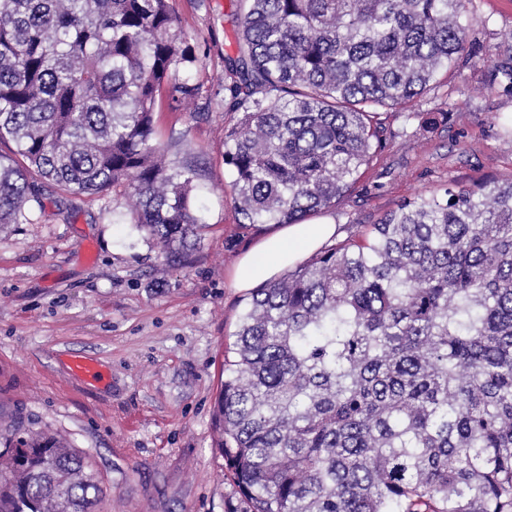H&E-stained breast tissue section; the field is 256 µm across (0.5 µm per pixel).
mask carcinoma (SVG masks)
Returning <instances> with one entry per match:
<instances>
[{"instance_id": "1", "label": "carcinoma", "mask_w": 512, "mask_h": 512, "mask_svg": "<svg viewBox=\"0 0 512 512\" xmlns=\"http://www.w3.org/2000/svg\"><path fill=\"white\" fill-rule=\"evenodd\" d=\"M467 0H236L221 104L243 229L335 205L383 147L373 113L465 51ZM168 0H0V224L40 184L124 187L128 223L193 262L200 173L154 114L198 97ZM243 512H512V181L420 195L250 293L212 410ZM0 512H93L88 458L15 428Z\"/></svg>"}]
</instances>
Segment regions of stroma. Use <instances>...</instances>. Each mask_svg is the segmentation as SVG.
<instances>
[{"mask_svg":"<svg viewBox=\"0 0 512 512\" xmlns=\"http://www.w3.org/2000/svg\"><path fill=\"white\" fill-rule=\"evenodd\" d=\"M196 47V103L157 113L171 161L198 164L207 224L189 268L162 265L143 234L117 221L122 188L70 197L48 188L32 223L0 226V429L61 434L89 456L102 493L95 512H231L233 491L211 421L224 347L245 295L229 272L262 230L244 231L224 163L237 119L211 97L233 52V0H169ZM469 60L441 72L405 107L380 109L384 147L356 188L310 222L341 237L401 202L481 180H512V89L493 86L512 57V0H469ZM96 361L100 384L74 377Z\"/></svg>","mask_w":512,"mask_h":512,"instance_id":"obj_1","label":"stroma"}]
</instances>
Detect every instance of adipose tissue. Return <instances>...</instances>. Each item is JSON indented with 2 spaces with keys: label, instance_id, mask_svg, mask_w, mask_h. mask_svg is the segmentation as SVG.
<instances>
[{
  "label": "adipose tissue",
  "instance_id": "ef3b65f1",
  "mask_svg": "<svg viewBox=\"0 0 512 512\" xmlns=\"http://www.w3.org/2000/svg\"><path fill=\"white\" fill-rule=\"evenodd\" d=\"M335 235L336 227L330 223L288 225L240 257L230 273L232 285L241 290L255 288L306 254L331 243Z\"/></svg>",
  "mask_w": 512,
  "mask_h": 512
}]
</instances>
